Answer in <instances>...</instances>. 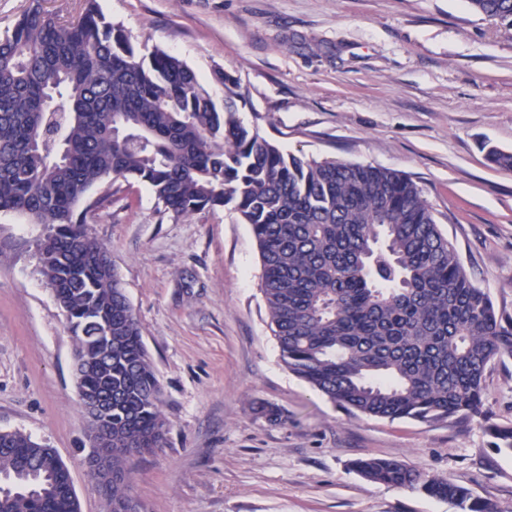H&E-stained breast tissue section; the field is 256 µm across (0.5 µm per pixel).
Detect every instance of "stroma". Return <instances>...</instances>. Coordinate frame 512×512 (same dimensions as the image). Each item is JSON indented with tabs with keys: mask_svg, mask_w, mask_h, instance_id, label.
<instances>
[{
	"mask_svg": "<svg viewBox=\"0 0 512 512\" xmlns=\"http://www.w3.org/2000/svg\"><path fill=\"white\" fill-rule=\"evenodd\" d=\"M144 55L160 49L287 153L410 177L473 281L512 317V30L467 0H98ZM86 229L110 252L161 386L167 444L130 462L141 512H458L350 467L404 460L512 512V452L475 421L355 418L282 364L249 225L176 219L141 182L99 185ZM42 225L0 212V431L52 448L80 512H108L85 462L87 418L65 312L37 273ZM512 425V357L485 380ZM279 410L269 421L260 406Z\"/></svg>",
	"mask_w": 512,
	"mask_h": 512,
	"instance_id": "35a3bbf8",
	"label": "stroma"
}]
</instances>
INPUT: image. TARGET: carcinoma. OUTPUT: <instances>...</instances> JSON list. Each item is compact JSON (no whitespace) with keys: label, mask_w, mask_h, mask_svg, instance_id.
<instances>
[{"label":"carcinoma","mask_w":512,"mask_h":512,"mask_svg":"<svg viewBox=\"0 0 512 512\" xmlns=\"http://www.w3.org/2000/svg\"><path fill=\"white\" fill-rule=\"evenodd\" d=\"M62 21L30 0L0 38V211L44 226L38 273L89 364L79 394H112L108 512H132L129 461L162 447L161 388L117 273L86 231L90 191L147 183L174 217L231 207L251 226L261 292L284 366L354 417L471 419L512 451V426L484 409L485 375L512 356V321L462 266L417 184L373 165L284 153L238 117L224 71L219 106L184 61L141 55L84 0ZM512 28V0H468ZM487 161L512 171V152ZM112 333L98 366L97 328ZM374 483L420 490L459 512L497 507L402 460L358 458ZM0 512H79L67 467L19 431L0 432Z\"/></svg>","instance_id":"cac0c4a2"}]
</instances>
